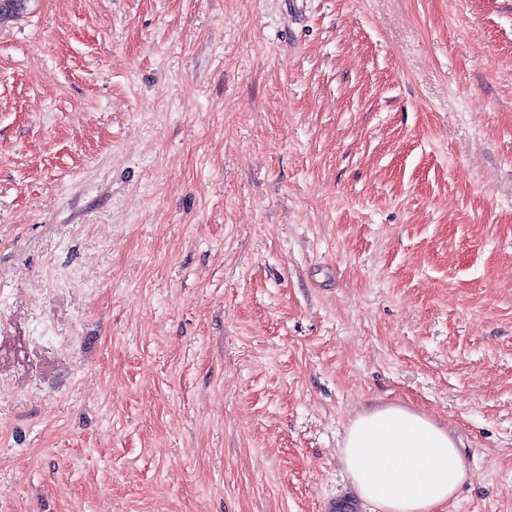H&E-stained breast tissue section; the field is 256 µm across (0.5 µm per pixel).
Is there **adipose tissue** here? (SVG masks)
<instances>
[{
  "label": "adipose tissue",
  "mask_w": 512,
  "mask_h": 512,
  "mask_svg": "<svg viewBox=\"0 0 512 512\" xmlns=\"http://www.w3.org/2000/svg\"><path fill=\"white\" fill-rule=\"evenodd\" d=\"M340 453L361 498L376 512H436L468 478L448 429L402 406L356 416Z\"/></svg>",
  "instance_id": "adipose-tissue-1"
}]
</instances>
